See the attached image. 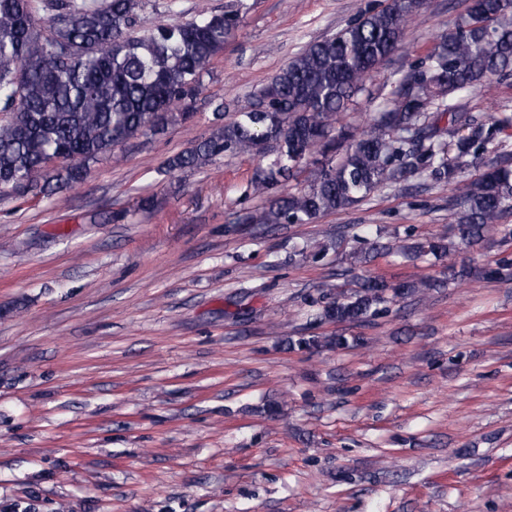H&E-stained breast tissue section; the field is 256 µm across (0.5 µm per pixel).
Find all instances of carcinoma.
<instances>
[{
    "label": "carcinoma",
    "mask_w": 512,
    "mask_h": 512,
    "mask_svg": "<svg viewBox=\"0 0 512 512\" xmlns=\"http://www.w3.org/2000/svg\"><path fill=\"white\" fill-rule=\"evenodd\" d=\"M143 0H0V188L44 196L81 181L87 165L131 139L187 121L201 71L237 32L241 7L201 11L184 23L146 28ZM425 0L367 3L336 32L306 44L272 80L236 105L209 137L172 156L169 170L198 168L222 155L275 159L253 171L262 203L243 223L310 224L417 175L453 183L450 230L396 247L439 261L454 243L472 245L512 211V162L501 159L469 180L465 169L512 128V113L481 120L461 97L512 78V0H468L427 54L392 82L364 129L341 121L375 66L404 54V32ZM50 13L53 33L37 23ZM448 116V127L439 126ZM309 170L303 185L281 186ZM512 279V256L475 271L448 266V280L472 274ZM413 278L390 284L359 277L350 294L322 306L319 318L362 325L396 297L438 288ZM360 337L301 336V349L358 345Z\"/></svg>",
    "instance_id": "1"
}]
</instances>
